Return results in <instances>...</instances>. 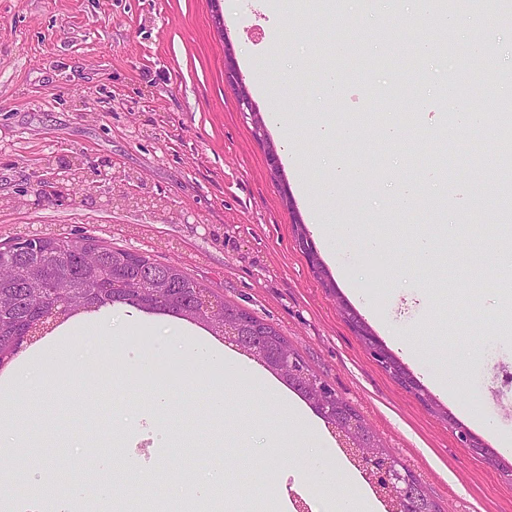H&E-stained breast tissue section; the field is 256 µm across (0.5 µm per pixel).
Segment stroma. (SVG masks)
I'll return each mask as SVG.
<instances>
[{
  "label": "stroma",
  "instance_id": "35a3bbf8",
  "mask_svg": "<svg viewBox=\"0 0 512 512\" xmlns=\"http://www.w3.org/2000/svg\"><path fill=\"white\" fill-rule=\"evenodd\" d=\"M376 0H320L277 15L259 0H0V244L20 235H90L113 247L181 266L234 303L273 325L306 366L372 427L384 448L420 479L440 512H512V477L487 464L459 438L475 431L473 414L512 436V299L496 316L481 310L488 291L512 279V259L483 244L473 226H498V200L512 188L494 136L495 108L512 101V15L501 0H456L459 26L444 50L427 59L414 40H436L431 22L391 5L377 24ZM223 26H216L215 16ZM344 52H336L337 44ZM232 52L260 113L295 112L300 155L313 180L330 179L326 157L364 171L329 202L330 214L360 225L359 237L329 247L314 238L326 279L299 250L293 215L311 225V201L278 130L256 136L224 76ZM308 58L292 76L288 61ZM343 75L342 100L325 97L328 69ZM465 84L470 106L485 113L480 139L469 130L445 136L427 130L440 111L441 88ZM397 136L376 137L371 114ZM349 123L353 139L320 143L313 129L326 118ZM280 158L279 188L267 166V144ZM64 163L77 180L60 195L41 184ZM417 181V213L398 209L396 186ZM426 234L447 240L429 271L413 268V249ZM370 238L383 240L380 250ZM414 293L424 304L410 303ZM347 304L399 361L430 389L433 406L406 392L370 357L339 313ZM173 322L157 315L134 328L124 345L152 355L151 373L173 387L165 425L172 447L159 455L155 480L166 488L164 512H198L184 490L224 476L212 512H295L292 496L310 499L315 468L298 436L256 399L234 398L223 416L202 393L212 380L183 359L158 350ZM439 361H454L451 396L433 391L427 366L403 343ZM97 333L76 337L79 380L25 391L19 426L37 431L63 419L68 435H47L26 451L58 492L94 469L113 478L117 446L134 427L132 405L148 395L113 388L112 360L89 363L111 346ZM280 429L279 457L269 460L258 436ZM95 430L98 448L85 451ZM276 463L277 483L261 487L257 470Z\"/></svg>",
  "mask_w": 512,
  "mask_h": 512
}]
</instances>
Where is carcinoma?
<instances>
[{
	"label": "carcinoma",
	"instance_id": "cac0c4a2",
	"mask_svg": "<svg viewBox=\"0 0 512 512\" xmlns=\"http://www.w3.org/2000/svg\"><path fill=\"white\" fill-rule=\"evenodd\" d=\"M496 111L503 116L498 129L509 150L512 102L501 103ZM212 297L183 268L91 236H18L0 246V359L10 358L31 330L51 323L54 316L67 315L69 306L86 312L116 304L145 312L166 307L193 320ZM224 306L249 321L244 327L245 351H250L255 333L272 346L285 342L272 325L235 304Z\"/></svg>",
	"mask_w": 512,
	"mask_h": 512
}]
</instances>
